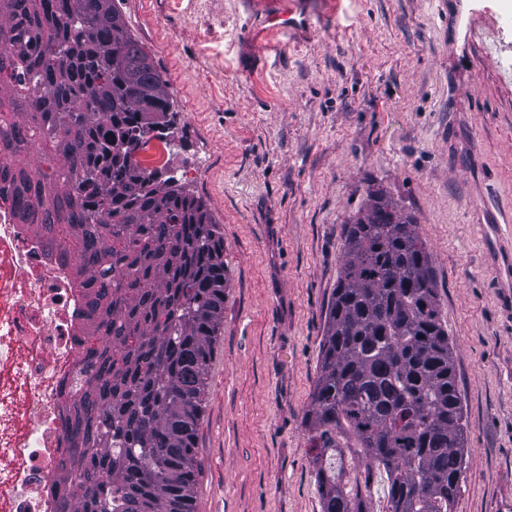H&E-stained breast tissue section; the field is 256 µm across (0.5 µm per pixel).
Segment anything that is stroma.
<instances>
[{"label": "stroma", "instance_id": "stroma-1", "mask_svg": "<svg viewBox=\"0 0 512 512\" xmlns=\"http://www.w3.org/2000/svg\"><path fill=\"white\" fill-rule=\"evenodd\" d=\"M224 235L195 512H322L306 416L343 227L381 190L426 242L466 429L455 512H512V0H119Z\"/></svg>", "mask_w": 512, "mask_h": 512}]
</instances>
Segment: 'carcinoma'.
Listing matches in <instances>:
<instances>
[{"instance_id":"obj_1","label":"carcinoma","mask_w":512,"mask_h":512,"mask_svg":"<svg viewBox=\"0 0 512 512\" xmlns=\"http://www.w3.org/2000/svg\"><path fill=\"white\" fill-rule=\"evenodd\" d=\"M0 101L13 164L46 152L22 217L65 226L98 346L79 387L63 512H193L195 449L224 321V237L167 164V85L116 0H0ZM107 339L97 338L98 328ZM322 512H454L465 425L432 257L413 219L369 198L345 225L306 418Z\"/></svg>"}]
</instances>
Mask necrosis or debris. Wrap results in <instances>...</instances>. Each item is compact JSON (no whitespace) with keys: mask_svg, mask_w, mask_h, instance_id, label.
Masks as SVG:
<instances>
[{"mask_svg":"<svg viewBox=\"0 0 512 512\" xmlns=\"http://www.w3.org/2000/svg\"><path fill=\"white\" fill-rule=\"evenodd\" d=\"M0 176V512H60L64 402L85 366V291L71 249L21 220Z\"/></svg>","mask_w":512,"mask_h":512,"instance_id":"4bbe7bcc","label":"necrosis or debris"}]
</instances>
